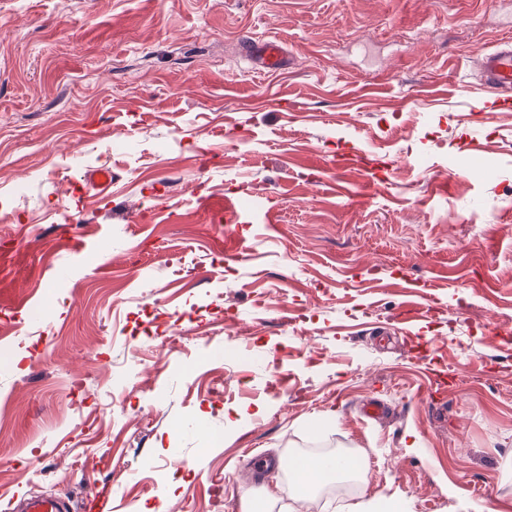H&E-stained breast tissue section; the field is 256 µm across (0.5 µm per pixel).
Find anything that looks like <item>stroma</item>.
<instances>
[{
  "instance_id": "obj_1",
  "label": "stroma",
  "mask_w": 512,
  "mask_h": 512,
  "mask_svg": "<svg viewBox=\"0 0 512 512\" xmlns=\"http://www.w3.org/2000/svg\"><path fill=\"white\" fill-rule=\"evenodd\" d=\"M508 39L494 0H0V512H512ZM326 450L352 492L288 493ZM246 48L247 54L255 59L257 71L273 74L288 67V55L276 41L249 42ZM480 81L496 102L508 104L512 98V43H503L481 58ZM18 499V497H17ZM16 512H73L70 500L55 494H23L15 504Z\"/></svg>"
}]
</instances>
